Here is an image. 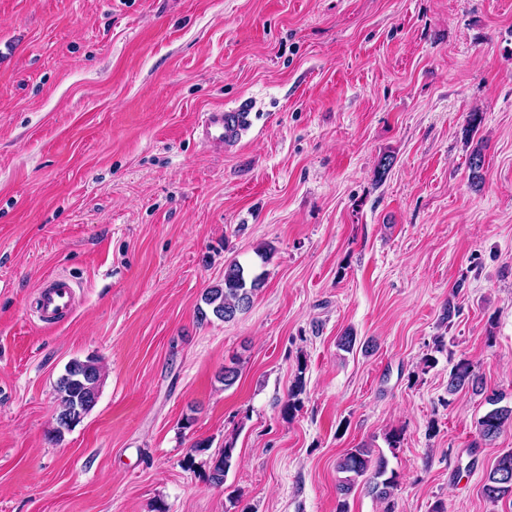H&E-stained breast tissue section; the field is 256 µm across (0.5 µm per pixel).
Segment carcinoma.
I'll return each mask as SVG.
<instances>
[{
  "label": "carcinoma",
  "instance_id": "carcinoma-1",
  "mask_svg": "<svg viewBox=\"0 0 512 512\" xmlns=\"http://www.w3.org/2000/svg\"><path fill=\"white\" fill-rule=\"evenodd\" d=\"M469 179L474 187L484 180V155L481 143H476L468 157ZM264 279L238 263L224 268V282L208 289L204 296L208 310H199L201 319L212 313L226 322L250 308L255 292L262 287ZM101 367L97 359L89 357L83 361L74 360L65 369L57 383L58 411L56 432L70 429L78 424L86 413L94 408L99 397ZM305 382L297 374L288 392L284 413L297 409ZM474 393L484 392V382L475 367L467 360L459 361L448 376V394L462 390ZM503 396L497 393L486 396L491 405L477 422L478 435L483 441H493L512 427V406H502ZM234 439L224 441V450L212 459L208 481L214 486L224 485L231 466ZM340 474L336 486L340 497L337 512H348L346 498L359 484L366 485L368 493L379 500L390 501L397 487L396 475L388 471V462L381 455H375L370 448H351L336 463ZM483 494L492 502L512 497V450L503 452L486 474L482 487Z\"/></svg>",
  "mask_w": 512,
  "mask_h": 512
}]
</instances>
